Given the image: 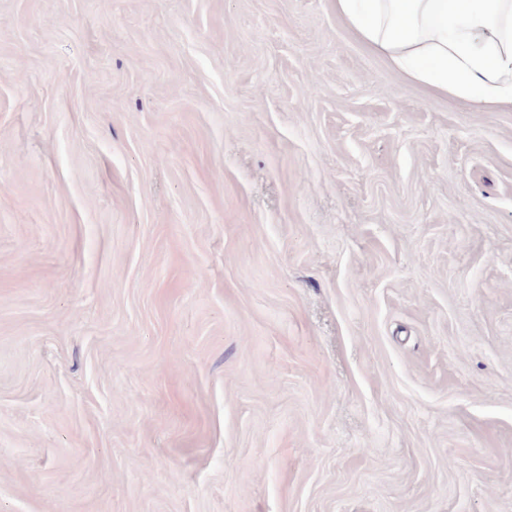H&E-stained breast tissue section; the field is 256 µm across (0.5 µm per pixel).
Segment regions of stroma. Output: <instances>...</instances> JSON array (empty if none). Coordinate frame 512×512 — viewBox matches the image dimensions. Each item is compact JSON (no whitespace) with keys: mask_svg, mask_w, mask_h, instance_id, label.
Returning a JSON list of instances; mask_svg holds the SVG:
<instances>
[{"mask_svg":"<svg viewBox=\"0 0 512 512\" xmlns=\"http://www.w3.org/2000/svg\"><path fill=\"white\" fill-rule=\"evenodd\" d=\"M0 512H512V111L334 0H0Z\"/></svg>","mask_w":512,"mask_h":512,"instance_id":"1","label":"stroma"}]
</instances>
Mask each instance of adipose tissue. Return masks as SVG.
Here are the masks:
<instances>
[{"mask_svg": "<svg viewBox=\"0 0 512 512\" xmlns=\"http://www.w3.org/2000/svg\"><path fill=\"white\" fill-rule=\"evenodd\" d=\"M356 37L408 81L512 108V0H335Z\"/></svg>", "mask_w": 512, "mask_h": 512, "instance_id": "1", "label": "adipose tissue"}]
</instances>
